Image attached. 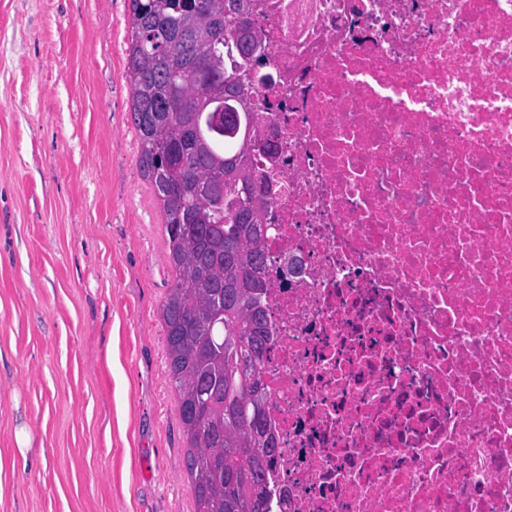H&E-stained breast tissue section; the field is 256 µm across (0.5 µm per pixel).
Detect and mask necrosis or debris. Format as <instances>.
I'll use <instances>...</instances> for the list:
<instances>
[{
  "label": "necrosis or debris",
  "mask_w": 512,
  "mask_h": 512,
  "mask_svg": "<svg viewBox=\"0 0 512 512\" xmlns=\"http://www.w3.org/2000/svg\"><path fill=\"white\" fill-rule=\"evenodd\" d=\"M288 512H512V0H250Z\"/></svg>",
  "instance_id": "1"
}]
</instances>
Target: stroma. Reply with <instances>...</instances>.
<instances>
[{
    "label": "stroma",
    "instance_id": "obj_1",
    "mask_svg": "<svg viewBox=\"0 0 512 512\" xmlns=\"http://www.w3.org/2000/svg\"><path fill=\"white\" fill-rule=\"evenodd\" d=\"M130 0H0V512H195Z\"/></svg>",
    "mask_w": 512,
    "mask_h": 512
}]
</instances>
